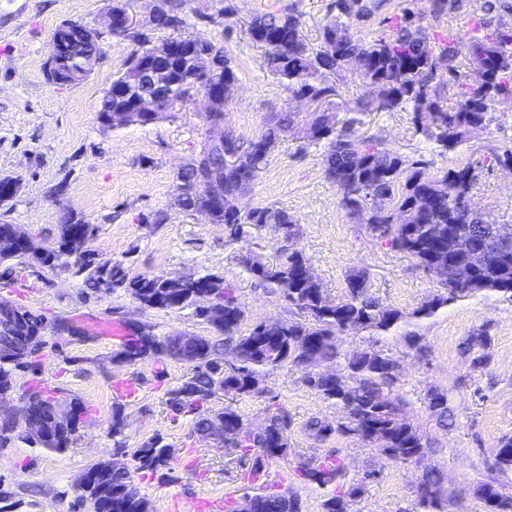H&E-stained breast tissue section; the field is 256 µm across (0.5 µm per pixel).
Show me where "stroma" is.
<instances>
[{
	"instance_id": "obj_1",
	"label": "stroma",
	"mask_w": 512,
	"mask_h": 512,
	"mask_svg": "<svg viewBox=\"0 0 512 512\" xmlns=\"http://www.w3.org/2000/svg\"><path fill=\"white\" fill-rule=\"evenodd\" d=\"M295 3L305 20L303 34L317 42L329 0H234L232 27L212 16L218 0H186L184 32L223 43L235 62L236 93L224 125L246 139L259 137L272 113L301 111L265 69L264 50L253 44L244 23L251 16ZM112 0H0V177L15 180L17 191L0 203V224H17L44 246H55L64 212L92 224L88 249L97 262L123 260L129 276L176 277L216 273L236 289L246 312L242 330L260 319H286L287 304L267 293L236 261L253 251L275 261L280 241L273 230L238 242L228 241L224 227L173 204L178 170L200 150L207 134L203 102L193 96L167 116L147 126L108 129L99 120L101 102L113 78L125 67L133 47L113 37L108 27ZM94 31L101 51L84 76L51 86L42 67L53 27L62 21ZM360 135L381 137L401 154H425L429 171L438 174L471 160L482 161L470 196L496 223L512 225V172L496 165L493 153L512 147V111L497 108L488 128L454 154L440 155L415 133L407 112H369ZM287 137L273 149L269 163L242 198L246 207L272 204L300 224L297 246L332 297L347 288L351 270L369 273L371 294L382 304L411 312L431 296L436 285L407 253L373 239L341 206L335 184L323 171V150H299ZM167 214L165 224L148 223L153 212ZM43 316L46 345L36 370L13 372L14 390L0 403L11 412L26 391L41 384L44 392L83 408L68 449L58 453L18 441L0 448V512H79L76 482L91 465L115 460L119 447L137 448L154 435L173 449L174 481L140 479L155 512H170L199 498L240 500L258 484L288 488L302 512H321V492L301 480L293 458H324L338 452L348 481L377 471L348 512H413L417 464L393 466L375 447L354 435L337 434L314 442L303 429L314 416L339 420L341 412L303 385L301 368L286 365L270 372L265 396L237 400L251 425L263 423L268 404H277L291 420L290 459H267L259 475L252 460L227 454L217 442L193 432L190 418L176 417L166 405L167 390L189 374L188 364L159 356L134 362L114 359L119 344L89 330L94 321L119 320L130 329L146 326L163 338L180 333L209 335L207 324L191 311L167 312L141 306L131 295L106 288H86L82 277L62 268L7 262L0 264V301ZM490 338L488 363L474 368L460 345L477 329ZM428 354H409L402 337L387 336L382 346L401 364L398 390L411 419L428 439V461L443 471L446 512H480L473 487L488 475V451L512 436V299L487 294L464 299L423 322ZM135 381L136 398L117 400L112 384ZM448 395L454 427L440 428L426 408L428 389ZM122 417L124 430L113 436L112 423Z\"/></svg>"
}]
</instances>
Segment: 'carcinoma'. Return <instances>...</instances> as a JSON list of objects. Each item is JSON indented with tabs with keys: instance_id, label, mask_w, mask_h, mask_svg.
Returning a JSON list of instances; mask_svg holds the SVG:
<instances>
[{
	"instance_id": "1",
	"label": "carcinoma",
	"mask_w": 512,
	"mask_h": 512,
	"mask_svg": "<svg viewBox=\"0 0 512 512\" xmlns=\"http://www.w3.org/2000/svg\"><path fill=\"white\" fill-rule=\"evenodd\" d=\"M185 0H166L165 11L158 15L151 33L115 31L113 35L135 46L129 67L112 82L131 89L135 85L139 55L156 45L153 32H173L170 40L183 44L197 42L200 52L186 60L171 62L175 77L172 101L150 122L164 118L176 104L191 93H200L208 58L221 64L224 82L236 83L234 62L224 45L209 39L181 34L185 20ZM387 0H331L328 19L320 27L318 43L308 42L302 34V14L295 5L275 12L256 14L246 21L249 39L264 48L265 68L284 86L292 99L312 98L322 110L302 116L291 110L274 113L257 138L231 135L224 147L204 141L197 155L177 174L178 184L202 179L208 173H224V199L236 201L249 189L268 164L267 146L291 132L304 145L324 147V174L334 183L340 202L373 238L391 249L414 257L426 273L450 262L470 264L476 243L491 235L497 224L467 209L464 199L477 179L478 164L468 161L448 168L442 175L428 172L424 156H404L372 137L361 138L356 127L362 115L378 112H409L415 133L441 155L456 151L493 121L498 103L512 101V22L496 14L495 0H483L474 22L481 33L467 39L468 55L460 58L459 46H449L424 25L426 17H438L448 10V0H426L423 7H401L395 13L380 15ZM377 18L374 36L365 38L357 25ZM93 47L80 30L64 34L60 54L54 58L53 76L74 77L84 70ZM350 73L359 81L363 93L346 108L348 118L340 125L330 124L326 113L335 106L336 80ZM213 224L224 225V235L238 241L267 226L276 229L281 246L274 262H265L246 252L239 263L263 288L279 295L294 314L288 320H261L248 333L240 332L245 319L231 284L218 274L183 275V288L169 290L170 279L163 276L128 275L123 262L95 263L87 257L69 262L64 249L69 233L92 236L94 228L73 214L59 225L57 245L47 250L40 264L45 267L70 266L91 289L121 290L147 308L162 311L193 310L195 317L211 324L198 362L190 375L167 392V406L179 417H189L197 434L209 431L217 420L232 433L224 447L243 457H254L253 475H258L264 458L286 457L289 451L290 422L278 407H267L265 431L257 435L233 402L224 408L211 407L215 374L220 372L224 356L234 354L237 367L224 374V387L233 397L264 393L260 381L270 371L285 364L304 370L302 382L321 399L338 406L344 420L331 422L312 417L304 424L307 435L327 442L337 433L357 435L372 441L378 434L384 439L377 452L392 464L419 462L427 454V441L420 427L410 419L406 401L398 393L400 362L393 354L368 346L347 352L337 338L349 332L371 336L401 333L406 346L416 356L427 355L420 333L409 329L412 322L434 316L448 304L483 293L502 294L512 299V231L496 242V255L478 266L476 274L464 286L437 281V292L410 313L384 307L368 290V274L363 269L350 272L347 289L340 299H332L319 278L307 274L309 260L295 247L300 228L287 211L273 207L232 206L213 214ZM292 288L283 292L282 283ZM224 287V304H206V295L215 285ZM44 320L30 312L12 323L0 319V336L19 331L37 334ZM489 343L487 330L479 329L462 342L463 353ZM141 351L174 358L177 342L172 337L152 338L123 344L117 353L122 362H131ZM31 409L46 418L49 431L58 435L41 448L62 452L68 449L75 427L52 420L54 399L30 390L25 394ZM427 409L439 427L453 422L447 394L437 389L427 392ZM21 440L37 443L15 432V422L0 418V448ZM490 472L494 476L473 489L484 505V512H512V494L503 491L496 475L512 472V437L501 439L489 450ZM135 468L122 464L106 473L88 467L96 478L112 489V495L100 499L81 490L77 502L91 512H153L151 501L142 493L136 474L148 473L161 481L172 480L169 466L170 445L159 435L150 438L131 453ZM302 478L323 490L322 512H347V500L363 493L361 483L347 481L345 466L333 455L323 461H297ZM442 471L432 464L421 469L419 484L433 490L419 494L416 512H445L441 487ZM247 497L254 512H301L299 496L292 491L270 492L255 488Z\"/></svg>"
}]
</instances>
